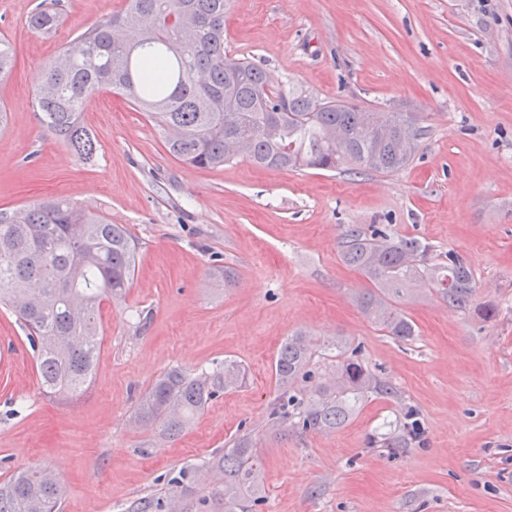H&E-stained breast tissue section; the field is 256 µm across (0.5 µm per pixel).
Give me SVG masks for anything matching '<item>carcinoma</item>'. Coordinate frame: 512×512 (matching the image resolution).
<instances>
[{
  "label": "carcinoma",
  "mask_w": 512,
  "mask_h": 512,
  "mask_svg": "<svg viewBox=\"0 0 512 512\" xmlns=\"http://www.w3.org/2000/svg\"><path fill=\"white\" fill-rule=\"evenodd\" d=\"M57 0H42L27 19L36 34L59 23ZM227 0H126L125 9L84 29L74 45L45 67L37 87V111L45 131L84 163L97 141L80 121L97 93L119 91L166 134L168 151L201 169L238 159L268 168L333 171L352 166L390 174L405 167L423 145L427 130L414 112H382L354 103L321 101L298 87L274 88L256 63L224 50ZM14 48L0 38V81L14 67ZM234 111H224V100ZM413 129L416 143L402 149L400 129ZM344 136L336 147L332 133ZM241 144L230 156L226 145ZM432 247L415 237H392L371 226L345 234L341 253L372 288L356 297L361 312L390 335L408 339L415 325L395 305L427 279L437 277L448 307L473 303L475 280L457 254L431 263ZM137 244L121 224L54 196L30 206L0 210V306L26 332L44 390L68 397L82 390L102 349V303L121 297L135 272ZM310 341L295 334L281 345L272 369L283 389L271 416L303 431L342 426L365 397L391 388L356 355L316 380ZM244 381L234 361L215 374L190 376L173 369L140 399L138 418L163 435L180 433L207 400ZM421 435L416 412L407 410L394 443ZM221 474L214 495L225 506L255 512L265 499L262 462L248 439L214 465ZM60 475L41 466L13 472L0 483V512H61Z\"/></svg>",
  "instance_id": "cac0c4a2"
}]
</instances>
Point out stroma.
Returning a JSON list of instances; mask_svg holds the SVG:
<instances>
[{"label":"stroma","mask_w":512,"mask_h":512,"mask_svg":"<svg viewBox=\"0 0 512 512\" xmlns=\"http://www.w3.org/2000/svg\"><path fill=\"white\" fill-rule=\"evenodd\" d=\"M38 2L0 0V37L16 55L0 84V209L64 196L126 225L139 253L125 294L103 305V349L76 398L42 394L25 332L0 309V481L39 464L61 474L64 512H126L148 495L224 512L209 483L185 494L171 479L245 435L264 464L260 512H512V0H229L224 47L271 85L417 113L429 136L392 174L245 159L193 168L117 92L80 114L99 145L83 163L42 138L36 86L125 2L60 0L58 27L37 35L26 21ZM374 224L428 242L435 261L459 255L474 308H449L429 281L399 303L413 339L387 336L354 302L368 281L341 259L346 230ZM488 303L491 319L479 311ZM297 332L327 372L361 348L393 395L366 397L331 432L274 423L272 361ZM227 360L244 384L208 400L178 437L137 419L138 397L170 369ZM408 407L421 440L388 447Z\"/></svg>","instance_id":"stroma-1"}]
</instances>
